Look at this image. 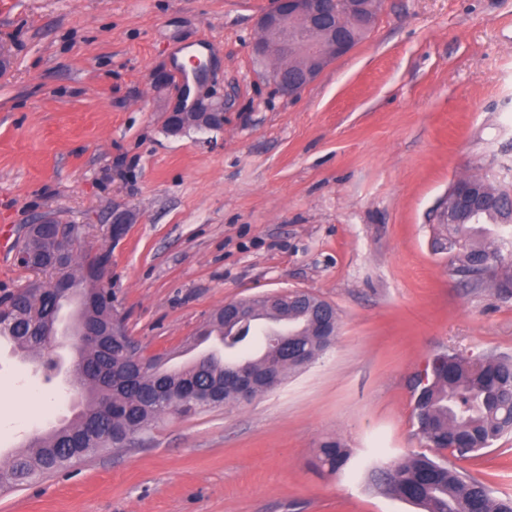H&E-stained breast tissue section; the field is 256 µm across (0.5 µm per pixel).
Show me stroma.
<instances>
[{
    "label": "stroma",
    "instance_id": "stroma-1",
    "mask_svg": "<svg viewBox=\"0 0 512 512\" xmlns=\"http://www.w3.org/2000/svg\"><path fill=\"white\" fill-rule=\"evenodd\" d=\"M271 5L0 0V290L38 280L14 245L51 215L78 255L111 249L104 286L144 356L191 360L214 310L280 290L338 323L264 396L164 414L134 446L1 491L0 512H420L369 483L418 453L512 497V433L476 459L429 447L412 391L436 354L512 357V297L451 274L437 227L455 181L512 179V0H382L296 99L251 52ZM203 43L206 71L175 80ZM190 98L223 103V127L169 133ZM79 390L0 344V452L73 418ZM330 439L350 450L334 472ZM350 453L339 441H326L318 449V460L321 466H327L332 472L339 470L349 460Z\"/></svg>",
    "mask_w": 512,
    "mask_h": 512
}]
</instances>
